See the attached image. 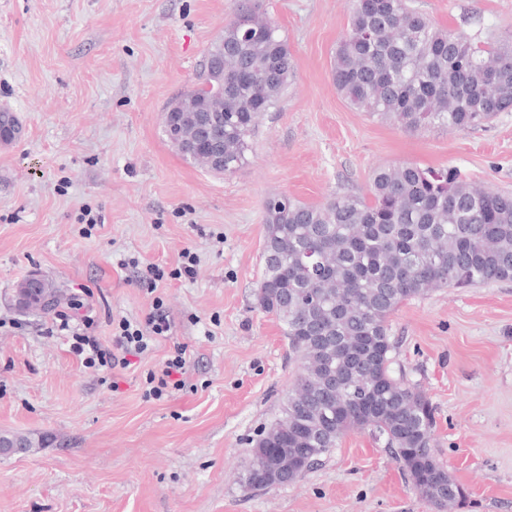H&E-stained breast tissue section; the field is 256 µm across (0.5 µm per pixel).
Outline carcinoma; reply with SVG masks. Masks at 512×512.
<instances>
[{
	"label": "carcinoma",
	"instance_id": "cac0c4a2",
	"mask_svg": "<svg viewBox=\"0 0 512 512\" xmlns=\"http://www.w3.org/2000/svg\"><path fill=\"white\" fill-rule=\"evenodd\" d=\"M206 61L207 79L218 69L224 75V98L215 104L224 115V162L198 150L183 120L193 91L171 102L165 132L184 158L232 175L257 119L293 77V58L260 0H238ZM331 77L350 105L407 130H475L512 111V37L474 43L407 0H351ZM19 132L13 113L0 112V137ZM264 212L258 304L281 322L297 370L281 416L254 439L243 487L269 489L258 473L263 456L277 452L302 464L288 473L294 482L348 431L369 429L385 438L436 512L463 505L460 485L431 445L430 399L391 374L389 318L433 288L512 281V194L477 187L454 170L405 163L376 169L363 194L320 206L274 194Z\"/></svg>",
	"mask_w": 512,
	"mask_h": 512
}]
</instances>
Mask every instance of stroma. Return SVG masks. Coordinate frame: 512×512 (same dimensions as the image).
<instances>
[{
  "mask_svg": "<svg viewBox=\"0 0 512 512\" xmlns=\"http://www.w3.org/2000/svg\"><path fill=\"white\" fill-rule=\"evenodd\" d=\"M261 2L294 75L224 176L185 161L163 116L236 0H0V111L22 128L0 141V434L33 443L0 456V512H435L368 430L296 482L243 488L252 440L296 372L256 300L263 202L319 205L404 162L512 192V112L413 132L358 110L331 77L349 0ZM411 5L475 42L512 33V0ZM186 251L193 278H170ZM150 266L167 278L149 283ZM33 274L81 302L102 340L111 318L145 320L158 299L171 337L128 368H84L46 334L51 313L19 308ZM390 325L392 374L432 402L435 452L467 493L457 512H512V281L431 291ZM178 344L185 387L149 396V373Z\"/></svg>",
  "mask_w": 512,
  "mask_h": 512,
  "instance_id": "35a3bbf8",
  "label": "stroma"
}]
</instances>
